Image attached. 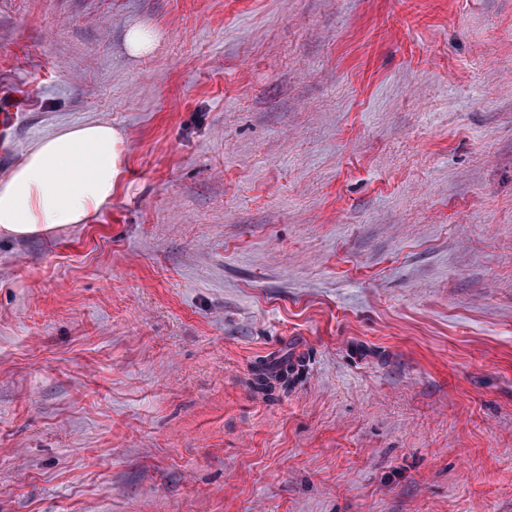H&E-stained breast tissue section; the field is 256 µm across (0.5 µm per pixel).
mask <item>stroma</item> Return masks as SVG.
I'll use <instances>...</instances> for the list:
<instances>
[{
    "label": "stroma",
    "mask_w": 512,
    "mask_h": 512,
    "mask_svg": "<svg viewBox=\"0 0 512 512\" xmlns=\"http://www.w3.org/2000/svg\"><path fill=\"white\" fill-rule=\"evenodd\" d=\"M0 103L126 157L0 237V512H512V0H0ZM155 34L141 26L131 27L126 34V48L130 55L138 56L150 51L153 47ZM294 365L288 355L276 360H262L253 372L251 386L259 392L271 394L276 383H288V377L293 372Z\"/></svg>",
    "instance_id": "1"
}]
</instances>
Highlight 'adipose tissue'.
<instances>
[{
	"label": "adipose tissue",
	"instance_id": "adipose-tissue-1",
	"mask_svg": "<svg viewBox=\"0 0 512 512\" xmlns=\"http://www.w3.org/2000/svg\"><path fill=\"white\" fill-rule=\"evenodd\" d=\"M123 145L121 132L105 122L32 142L0 178V237L25 239L91 221L112 199Z\"/></svg>",
	"mask_w": 512,
	"mask_h": 512
}]
</instances>
